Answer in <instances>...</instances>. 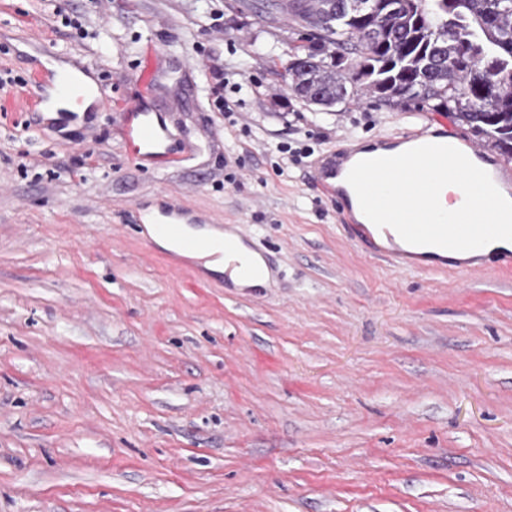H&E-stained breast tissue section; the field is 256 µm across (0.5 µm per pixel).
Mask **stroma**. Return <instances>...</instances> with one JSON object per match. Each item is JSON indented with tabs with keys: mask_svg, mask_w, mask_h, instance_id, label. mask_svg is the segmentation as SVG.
I'll return each instance as SVG.
<instances>
[{
	"mask_svg": "<svg viewBox=\"0 0 512 512\" xmlns=\"http://www.w3.org/2000/svg\"><path fill=\"white\" fill-rule=\"evenodd\" d=\"M257 2L0 0V76L56 51L106 104L62 124L0 93V512H512V269H398L282 161L468 131L294 97L304 30ZM138 99L179 166L128 157ZM171 201L242 225L269 285L158 247L138 208Z\"/></svg>",
	"mask_w": 512,
	"mask_h": 512,
	"instance_id": "stroma-1",
	"label": "stroma"
}]
</instances>
